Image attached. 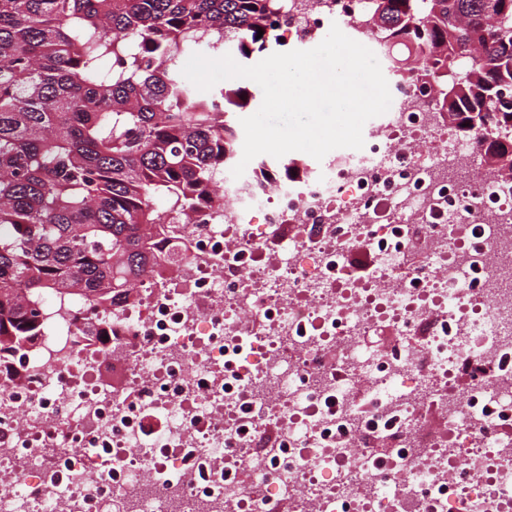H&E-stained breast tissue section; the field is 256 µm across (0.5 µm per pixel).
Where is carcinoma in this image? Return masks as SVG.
I'll return each mask as SVG.
<instances>
[{
	"mask_svg": "<svg viewBox=\"0 0 512 512\" xmlns=\"http://www.w3.org/2000/svg\"><path fill=\"white\" fill-rule=\"evenodd\" d=\"M286 0H0V361L50 304L107 317L162 224L202 207L254 100L202 93L177 53L277 51ZM393 82L433 81L448 124L512 141V0H366ZM264 31L257 37L258 31Z\"/></svg>",
	"mask_w": 512,
	"mask_h": 512,
	"instance_id": "carcinoma-1",
	"label": "carcinoma"
}]
</instances>
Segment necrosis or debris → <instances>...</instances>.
Listing matches in <instances>:
<instances>
[{
  "instance_id": "obj_1",
  "label": "necrosis or debris",
  "mask_w": 512,
  "mask_h": 512,
  "mask_svg": "<svg viewBox=\"0 0 512 512\" xmlns=\"http://www.w3.org/2000/svg\"><path fill=\"white\" fill-rule=\"evenodd\" d=\"M334 24L379 38L365 0L273 26ZM393 94L314 177L219 186L105 341L48 310L0 370V512H512V176Z\"/></svg>"
}]
</instances>
